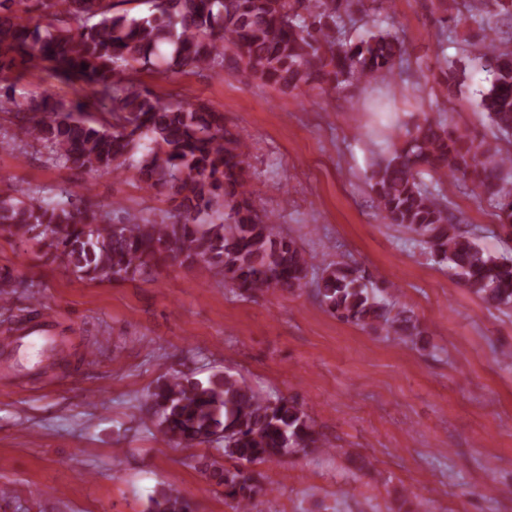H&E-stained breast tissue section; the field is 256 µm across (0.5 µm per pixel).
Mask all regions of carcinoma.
Wrapping results in <instances>:
<instances>
[{
  "instance_id": "obj_1",
  "label": "carcinoma",
  "mask_w": 512,
  "mask_h": 512,
  "mask_svg": "<svg viewBox=\"0 0 512 512\" xmlns=\"http://www.w3.org/2000/svg\"><path fill=\"white\" fill-rule=\"evenodd\" d=\"M150 3L151 14L137 18L113 11L111 0H50L53 11L36 20L24 0H0V110L16 113L24 136L64 166L120 171L134 161L146 189H166L176 199V213L159 221L130 213L114 218L79 197L54 201L6 189L0 190V231L34 243L92 283L147 280L172 261L189 267L202 260L224 285L243 292L288 293L311 285L339 320L411 340L423 335L413 315L394 311L387 289L348 262L330 263L308 279L314 257L276 232L275 215L254 208L243 178L249 144L227 128L224 113L205 103L167 102L133 78L144 69L164 75L243 66L284 90L309 87L333 95L345 84L390 76L406 52L404 41L381 32L349 39L338 22L349 6L345 0ZM471 19L483 33L480 59L492 64L480 104L497 131L512 136V51L501 47L483 15ZM36 68L81 90L101 89L109 100L106 115L75 117L72 104L46 92L16 102L14 82ZM508 173L511 155L425 121L376 163L370 182L384 223L414 234L487 305L507 307L512 259L486 252L473 233L451 223L439 179L469 180L478 195L495 200L500 234L509 240ZM145 411L162 441L185 448L217 444L240 463L326 448L295 399L262 397L229 372L204 380L164 376ZM205 474L237 501L238 512H250L261 491L250 476L216 461ZM151 503V512H192L173 490Z\"/></svg>"
}]
</instances>
